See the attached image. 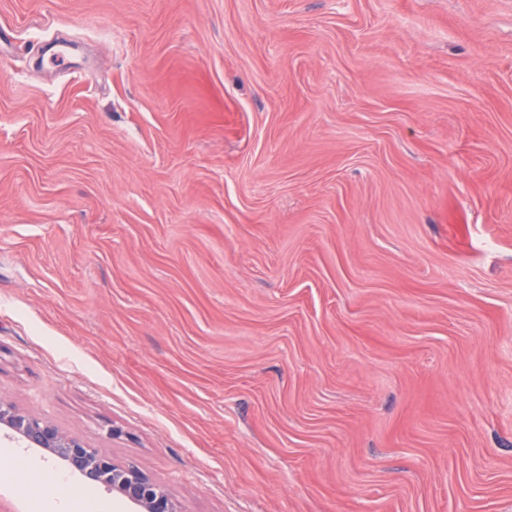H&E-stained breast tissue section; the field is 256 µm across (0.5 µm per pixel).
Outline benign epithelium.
<instances>
[{"mask_svg": "<svg viewBox=\"0 0 512 512\" xmlns=\"http://www.w3.org/2000/svg\"><path fill=\"white\" fill-rule=\"evenodd\" d=\"M0 429L26 448H39L82 474L91 485L112 480V493L138 507L141 512H181L170 490L134 466L112 458L82 439L60 430L40 414L18 410L0 399Z\"/></svg>", "mask_w": 512, "mask_h": 512, "instance_id": "1", "label": "benign epithelium"}]
</instances>
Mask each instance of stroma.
I'll return each mask as SVG.
<instances>
[{"instance_id": "obj_1", "label": "stroma", "mask_w": 512, "mask_h": 512, "mask_svg": "<svg viewBox=\"0 0 512 512\" xmlns=\"http://www.w3.org/2000/svg\"><path fill=\"white\" fill-rule=\"evenodd\" d=\"M0 398L182 512H512V0H0Z\"/></svg>"}]
</instances>
